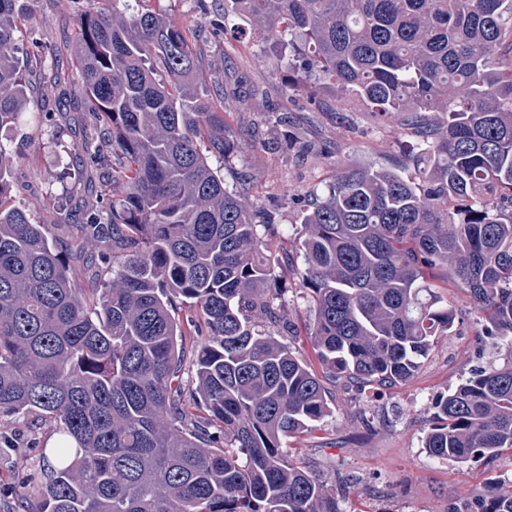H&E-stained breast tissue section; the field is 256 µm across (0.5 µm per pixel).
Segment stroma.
<instances>
[{"label": "stroma", "instance_id": "obj_1", "mask_svg": "<svg viewBox=\"0 0 512 512\" xmlns=\"http://www.w3.org/2000/svg\"><path fill=\"white\" fill-rule=\"evenodd\" d=\"M22 8L18 39L49 75L57 61L66 73L56 85H34L32 109L36 124L23 130L0 129V142L17 155L9 188L36 217L50 216L49 231L63 251L76 246L68 225L70 208L83 214L108 209L112 199L94 195L91 184L104 171L85 162L78 174H67L69 151L90 120L83 112L79 72L67 64L65 44L79 13L76 0H19ZM204 59L207 88L223 82L225 65L234 66L239 83L228 85L224 122L232 132V154L224 165V182L235 187L242 174L252 181L246 196L254 205L275 206V222L267 233L272 244L294 235L304 204L332 181L337 168L410 167L418 140L406 128V115H380L361 105L343 103L335 87L313 84L310 93L289 92L291 74L281 63L280 46L258 37L251 22L237 32L217 34L197 42ZM68 101L58 110L55 99ZM290 115L277 122L278 113ZM283 333L309 364L317 357L306 336L311 319L305 294L292 276H284ZM459 318L450 335L440 337L407 383L380 391L329 384L332 413L320 430L304 436L301 446L311 468L319 474L355 477L360 493L341 501L343 512H448L483 480L479 463L452 465L429 457L422 440L430 424L432 402L456 385L464 373L505 354L502 345L479 335L476 313L468 293L448 291ZM373 424H366V417ZM50 425L32 428L26 419L0 415V512H36L39 489L47 474L39 442Z\"/></svg>", "mask_w": 512, "mask_h": 512}]
</instances>
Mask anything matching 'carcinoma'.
Wrapping results in <instances>:
<instances>
[{"label":"carcinoma","mask_w":512,"mask_h":512,"mask_svg":"<svg viewBox=\"0 0 512 512\" xmlns=\"http://www.w3.org/2000/svg\"><path fill=\"white\" fill-rule=\"evenodd\" d=\"M127 2L86 0L69 38L93 122L76 150L112 155V206L77 224L95 299L47 222L5 199L15 156L0 144V414L55 425L41 512H342L288 441L331 413L321 374L413 378L458 318L442 287L509 350L437 396L424 448L512 455V0H233L288 40L297 85L409 112L421 138L411 172L339 168L278 252L272 214L213 167L231 135L185 28ZM19 21V0H0V128L33 102ZM291 253L319 373L275 331ZM451 512H512V487L488 478Z\"/></svg>","instance_id":"1"}]
</instances>
